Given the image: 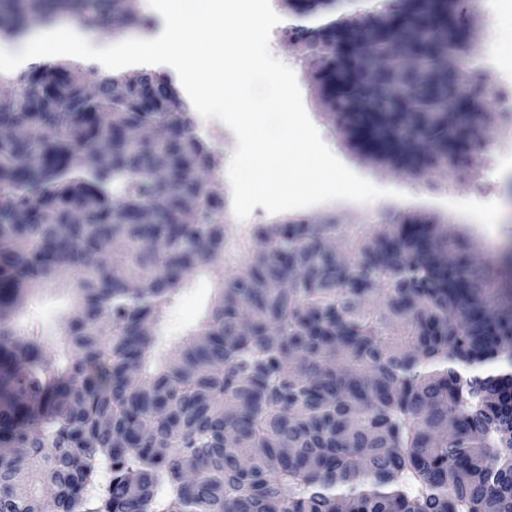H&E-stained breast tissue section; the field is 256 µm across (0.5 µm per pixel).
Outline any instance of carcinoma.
I'll return each instance as SVG.
<instances>
[{
	"instance_id": "cac0c4a2",
	"label": "carcinoma",
	"mask_w": 512,
	"mask_h": 512,
	"mask_svg": "<svg viewBox=\"0 0 512 512\" xmlns=\"http://www.w3.org/2000/svg\"><path fill=\"white\" fill-rule=\"evenodd\" d=\"M285 3L322 20L293 30L314 75L338 35L388 55L342 74L357 111L327 105L369 160H475L453 149L451 98L474 135L486 122L458 0H375L355 18ZM63 17L150 25L135 0H0V40ZM195 128L147 67L0 75V129L26 130L0 140V512H512V288L401 211L356 236L333 220L256 224L244 266L224 267L233 230ZM201 271L215 299L168 353L169 310ZM49 283L74 294L58 363L40 326L20 337L15 322Z\"/></svg>"
}]
</instances>
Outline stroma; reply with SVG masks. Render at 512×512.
I'll list each match as a JSON object with an SVG mask.
<instances>
[{
    "mask_svg": "<svg viewBox=\"0 0 512 512\" xmlns=\"http://www.w3.org/2000/svg\"><path fill=\"white\" fill-rule=\"evenodd\" d=\"M271 5L281 21L271 32L270 51L295 72L305 109L324 143L356 174L397 192L396 197L367 204L329 201L296 210V217L316 222L332 216L355 233L376 229L382 214L389 211L432 215L447 226L451 235L463 237L479 265L512 269V0H482L477 12L480 32L467 52L473 64L472 78L482 87V107L499 121L486 133L476 163L450 172L439 170L425 179L414 178L402 169L368 163L345 146L337 127L326 116L306 69L305 49L290 43L285 34L286 27L295 22L294 15L286 14L281 0H271ZM196 132L220 160L212 178L224 198L225 214H232L228 171L236 137L215 118H197ZM212 288L207 275L193 277L169 313L167 338L181 336L201 322ZM71 306L68 291L59 287L42 289L31 297V313L19 316L17 327L25 329L29 318L34 317L49 331H57Z\"/></svg>",
    "mask_w": 512,
    "mask_h": 512,
    "instance_id": "obj_1",
    "label": "stroma"
}]
</instances>
